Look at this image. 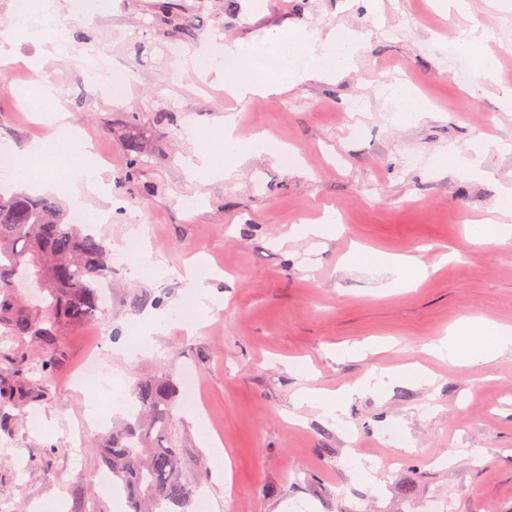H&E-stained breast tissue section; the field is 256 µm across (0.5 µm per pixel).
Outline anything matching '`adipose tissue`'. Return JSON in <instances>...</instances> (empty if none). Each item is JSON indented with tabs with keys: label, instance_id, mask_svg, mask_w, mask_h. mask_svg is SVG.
Returning a JSON list of instances; mask_svg holds the SVG:
<instances>
[{
	"label": "adipose tissue",
	"instance_id": "ef3b65f1",
	"mask_svg": "<svg viewBox=\"0 0 512 512\" xmlns=\"http://www.w3.org/2000/svg\"><path fill=\"white\" fill-rule=\"evenodd\" d=\"M363 37L344 27L331 29L323 41L286 27L276 29L267 38L254 42L240 40L233 44L214 47L202 45L191 56L192 63L208 62L210 68L219 70L224 76V89L233 97L243 99L254 95H266L288 85L313 79H330L336 74L351 70L361 48ZM281 53L305 56L303 65L286 70L282 78L258 76L254 61L264 53ZM51 85H44L40 94L19 92L21 105L36 113L45 114L49 123L55 124L53 138L34 142L25 148L5 144L0 155L7 157L5 171L7 182L17 187H29L36 182L31 178L32 170L39 159H47L49 171L40 182V187L63 193L71 209L85 213L91 224L106 222L109 211H89L86 192H98L104 187L102 169L95 155L87 149L70 126L64 121L62 110L46 111L45 100L54 98ZM277 149L265 134H257L248 143H241L236 135L234 115L224 117V166L215 168L207 153H199L194 169L198 175L213 178L233 176L250 157L261 154H276ZM372 261L377 268L393 274L394 284L399 288H411L425 277L427 268L417 258L374 253ZM512 349V328L491 321L465 322L449 329L447 337L432 345L437 357L452 364L489 363L506 350Z\"/></svg>",
	"mask_w": 512,
	"mask_h": 512
}]
</instances>
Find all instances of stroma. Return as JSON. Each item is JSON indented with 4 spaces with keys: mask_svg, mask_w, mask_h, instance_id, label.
<instances>
[{
    "mask_svg": "<svg viewBox=\"0 0 512 512\" xmlns=\"http://www.w3.org/2000/svg\"><path fill=\"white\" fill-rule=\"evenodd\" d=\"M101 0L91 26L69 51L47 58L41 75L60 91L71 129L97 141L111 209L96 225L112 252L133 231L153 264L134 274L113 270L112 300L99 321L61 339L59 367L40 383L38 401L0 428V512H32L58 500L61 512H130L125 497L99 490L105 471L97 446L108 427L88 424L85 395L72 375L87 351L101 348L124 386L161 372L193 370L208 407L174 412L172 431L214 512H421L430 499L443 512H512V349L486 365L451 366L429 349L463 318L512 327V243H473L466 227L494 217L512 186V112L502 110L503 73L455 79L463 49L450 37L462 26L488 30L512 46V0H470L461 15L434 0ZM288 26L314 35L343 26L367 33L353 68L336 79L303 82L283 93L234 99L215 75L192 64L174 69L165 51L206 40H262ZM130 75L122 99L99 95L82 75L103 49ZM401 81L429 101L413 117L383 92ZM22 70L0 82V140L23 147L50 135L26 119L15 88ZM237 134L258 132L293 150L284 167L251 157L235 177L194 175L191 158L217 149L224 116ZM206 130L201 143L195 130ZM142 155L131 165L129 140ZM479 153L482 177L437 164L448 148ZM199 201L186 209V197ZM334 210L340 228L320 239H292L291 225ZM414 255L424 262L454 247L459 257L415 289L389 287V274L346 262L353 247ZM202 261L218 270L207 284L221 308L207 332L170 325L134 357L123 354L151 309L171 314L189 299L178 267ZM339 346L358 347L340 359ZM420 364L417 381L363 390L371 373ZM341 421L296 406L306 388L341 395ZM302 418L289 423V413ZM223 434L230 462L223 482L201 449V429ZM395 457L396 467L366 479L356 458Z\"/></svg>",
    "mask_w": 512,
    "mask_h": 512,
    "instance_id": "35a3bbf8",
    "label": "stroma"
}]
</instances>
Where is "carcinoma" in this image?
Wrapping results in <instances>:
<instances>
[{"label":"carcinoma","instance_id":"cac0c4a2","mask_svg":"<svg viewBox=\"0 0 512 512\" xmlns=\"http://www.w3.org/2000/svg\"><path fill=\"white\" fill-rule=\"evenodd\" d=\"M111 249L103 236L76 224L56 201L26 191H0V335L14 343L0 348V373L13 384L0 387V413L32 394L33 372L46 376L61 360V336L103 312L101 289L112 274ZM35 277L36 294L13 288ZM32 349L37 364L19 354ZM179 387L165 373L138 380L134 409L112 428L103 448L112 484L127 495L132 512H193L198 489L183 477L179 445L169 436Z\"/></svg>","mask_w":512,"mask_h":512}]
</instances>
